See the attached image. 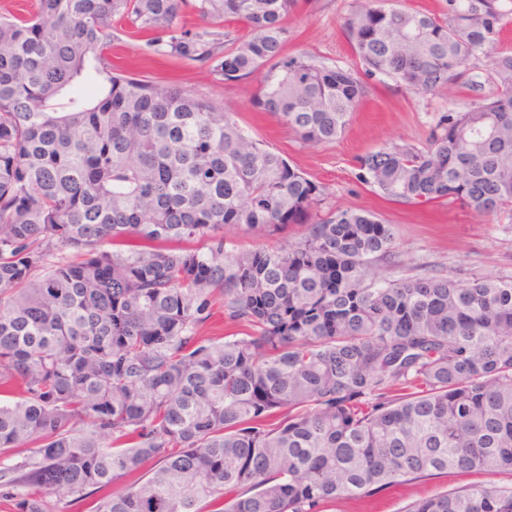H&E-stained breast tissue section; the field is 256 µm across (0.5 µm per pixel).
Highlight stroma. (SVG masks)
I'll return each mask as SVG.
<instances>
[{
  "label": "stroma",
  "instance_id": "obj_1",
  "mask_svg": "<svg viewBox=\"0 0 512 512\" xmlns=\"http://www.w3.org/2000/svg\"><path fill=\"white\" fill-rule=\"evenodd\" d=\"M351 6L352 0H300L287 21L288 52L305 53L330 66H353L355 58L342 30ZM112 61L138 75L214 98L234 113L242 129L324 188V209L369 210L391 224L405 267L383 266V275L438 273L462 283L477 277L512 280V211L481 215L457 200L410 205L386 198L356 178L359 156L390 145H422L439 117L454 102L467 99L468 87L419 96L386 77H368L366 96L345 132L335 141L309 147L288 126L254 107L253 80L217 82L206 69L155 57L142 38L122 37L112 50ZM487 481L512 486L508 474L452 471L393 483L371 497L340 499L326 504L325 512H406L417 499Z\"/></svg>",
  "mask_w": 512,
  "mask_h": 512
}]
</instances>
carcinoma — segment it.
Masks as SVG:
<instances>
[{"instance_id": "carcinoma-1", "label": "carcinoma", "mask_w": 512, "mask_h": 512, "mask_svg": "<svg viewBox=\"0 0 512 512\" xmlns=\"http://www.w3.org/2000/svg\"><path fill=\"white\" fill-rule=\"evenodd\" d=\"M298 0H38L0 14V502L53 512H324L452 470L512 474V280L379 275L391 225L323 191L217 102L125 73L119 34L261 76L255 108L336 140L362 75L473 95L421 148L359 159L404 203L512 207V0H354L361 69L286 52ZM303 224L286 249L228 233ZM205 240V250L161 248ZM221 300L242 332L201 335ZM147 475L124 492L112 484ZM407 512H512L475 485Z\"/></svg>"}]
</instances>
